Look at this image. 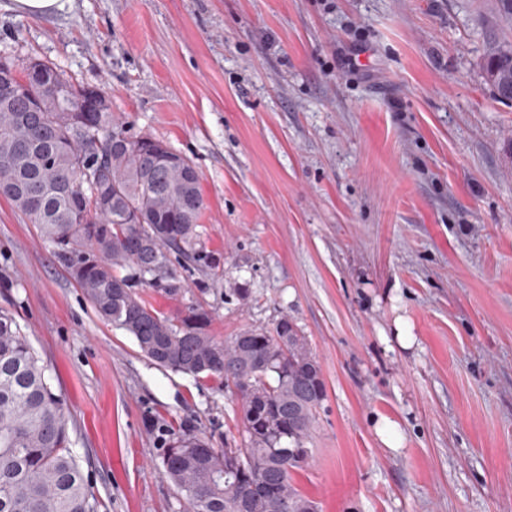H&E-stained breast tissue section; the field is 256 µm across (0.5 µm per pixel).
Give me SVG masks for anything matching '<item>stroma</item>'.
Wrapping results in <instances>:
<instances>
[{"mask_svg":"<svg viewBox=\"0 0 512 512\" xmlns=\"http://www.w3.org/2000/svg\"><path fill=\"white\" fill-rule=\"evenodd\" d=\"M510 37L496 0H0V59L99 86L195 165L217 265L183 301L212 334L306 336L326 393L293 481L319 512H512V104L481 69ZM0 307L99 512H179L159 461L183 421L245 447L232 390L152 364L2 198ZM14 7L29 17H44L61 13L73 0H12Z\"/></svg>","mask_w":512,"mask_h":512,"instance_id":"stroma-1","label":"stroma"}]
</instances>
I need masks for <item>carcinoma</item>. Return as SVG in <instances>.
Segmentation results:
<instances>
[{
	"label": "carcinoma",
	"mask_w": 512,
	"mask_h": 512,
	"mask_svg": "<svg viewBox=\"0 0 512 512\" xmlns=\"http://www.w3.org/2000/svg\"><path fill=\"white\" fill-rule=\"evenodd\" d=\"M0 103V197L44 240L106 322L132 336L155 365L234 389L244 448H217L185 423L164 441L162 475L184 512H318L292 472L325 397L321 366L295 323L221 340L198 304L168 316L139 288L182 302L173 268L206 266L199 173L167 143L131 136L103 92L74 86L41 61L40 85ZM495 98L512 102V42L487 47L482 64ZM92 181L77 184L81 166ZM98 499L72 451L65 400L14 314L0 309V512H98Z\"/></svg>",
	"instance_id": "cac0c4a2"
}]
</instances>
